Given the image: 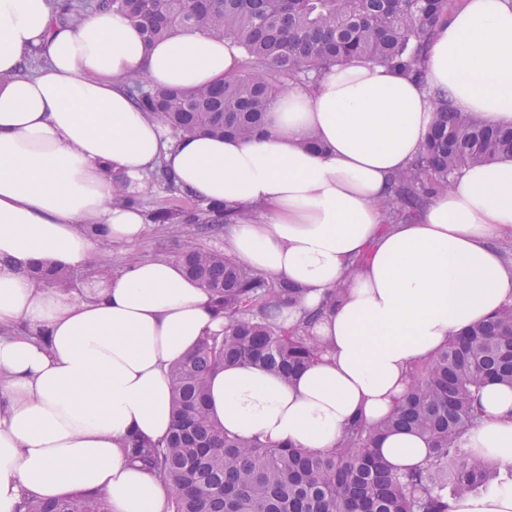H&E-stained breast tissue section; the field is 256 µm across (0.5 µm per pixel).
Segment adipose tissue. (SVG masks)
Here are the masks:
<instances>
[{
	"instance_id": "ef3b65f1",
	"label": "adipose tissue",
	"mask_w": 512,
	"mask_h": 512,
	"mask_svg": "<svg viewBox=\"0 0 512 512\" xmlns=\"http://www.w3.org/2000/svg\"><path fill=\"white\" fill-rule=\"evenodd\" d=\"M34 57L44 64L32 70ZM240 60L232 41L200 31L148 47L109 10L61 27L48 0H0V512L77 491L103 495L110 512H169L168 487L127 446L169 436V369L222 331L223 315L172 259L100 271L77 298L28 272L37 260L88 266L98 243L146 232L139 210L113 204V170L136 191L162 163L195 196L262 208L227 243L302 288L276 308L278 323L346 284L313 327L322 354L292 382L254 367L212 375L209 413L238 439L335 447L352 422L391 413L415 364L512 305V265L493 245L512 231V158L463 168L415 220L387 223L380 207L434 122L432 99L512 126V0H459L428 47L424 81L356 59L314 89L290 88L258 140L172 135L121 88L139 71L155 88L194 89ZM312 136L321 150L307 148ZM478 404L464 452L511 468L512 389L489 385ZM377 451L403 470L429 455L409 431L380 437ZM450 512H512V483L451 499Z\"/></svg>"
}]
</instances>
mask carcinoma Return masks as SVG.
Segmentation results:
<instances>
[{"instance_id": "carcinoma-1", "label": "carcinoma", "mask_w": 512, "mask_h": 512, "mask_svg": "<svg viewBox=\"0 0 512 512\" xmlns=\"http://www.w3.org/2000/svg\"><path fill=\"white\" fill-rule=\"evenodd\" d=\"M55 19L76 25L92 11L112 10L142 31L151 45L179 32L202 31L243 51L239 70L192 90L155 89L139 72L124 86L137 108L176 135L206 133L244 141L267 132L270 102L292 83L312 85L332 67L365 59L423 78L428 45L448 0H53ZM436 120L415 161L392 179L382 202L396 223L420 215L432 196L471 164L512 158V128L486 124L448 104H435ZM184 207L154 206L148 221L177 236L185 225L207 234L251 216L247 206L200 199L159 166L150 173ZM123 175H113L116 205L141 207ZM185 273L206 288L224 314V332L170 368L175 421L165 444L133 438L132 458L170 490V512H448L452 496L482 487L489 462L462 452L464 435L480 418L478 396L496 382L512 388V306L452 337L434 358L412 368L408 394L376 427L352 424L336 447L315 453L269 446L227 435L210 416V375L228 366L256 367L291 381L316 360L322 345L315 322L335 309L343 285L321 306L286 326L272 321L282 299L302 289L273 281L233 254L196 246L180 254ZM48 288L68 292L65 269H35ZM405 428L422 436L431 454L398 472L373 448L375 436ZM25 512H110L104 497L78 492L60 500H29Z\"/></svg>"}]
</instances>
